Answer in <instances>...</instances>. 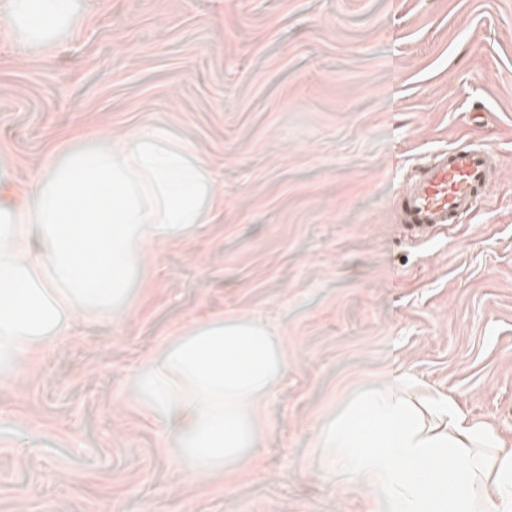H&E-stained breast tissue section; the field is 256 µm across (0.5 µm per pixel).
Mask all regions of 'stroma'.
<instances>
[{"label":"stroma","instance_id":"35a3bbf8","mask_svg":"<svg viewBox=\"0 0 512 512\" xmlns=\"http://www.w3.org/2000/svg\"><path fill=\"white\" fill-rule=\"evenodd\" d=\"M0 0V158L25 192L52 148L165 129L217 194L152 247L118 320L76 318L0 363V512H369L318 428L412 377L512 442V0H75L31 40ZM498 153L489 197L414 234L392 204L462 141ZM274 327L286 364L261 446L202 474L136 392L216 318Z\"/></svg>","mask_w":512,"mask_h":512}]
</instances>
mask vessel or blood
<instances>
[{"instance_id":"obj_1","label":"vessel or blood","mask_w":512,"mask_h":512,"mask_svg":"<svg viewBox=\"0 0 512 512\" xmlns=\"http://www.w3.org/2000/svg\"><path fill=\"white\" fill-rule=\"evenodd\" d=\"M497 160L495 151L482 144L436 152L395 201L400 224L414 230L445 227L472 213L491 189Z\"/></svg>"}]
</instances>
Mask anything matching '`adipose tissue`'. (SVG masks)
I'll return each instance as SVG.
<instances>
[{
	"instance_id": "1",
	"label": "adipose tissue",
	"mask_w": 512,
	"mask_h": 512,
	"mask_svg": "<svg viewBox=\"0 0 512 512\" xmlns=\"http://www.w3.org/2000/svg\"><path fill=\"white\" fill-rule=\"evenodd\" d=\"M73 0H10V18L45 38ZM204 174L157 129L104 150L48 154L23 207L0 203V359L23 364L127 303L133 273L160 241L206 223ZM407 376L361 390L316 434L327 466L375 512H512V448L452 398H414Z\"/></svg>"
}]
</instances>
